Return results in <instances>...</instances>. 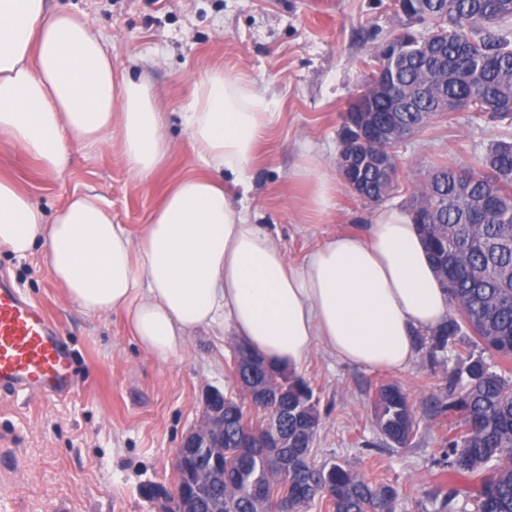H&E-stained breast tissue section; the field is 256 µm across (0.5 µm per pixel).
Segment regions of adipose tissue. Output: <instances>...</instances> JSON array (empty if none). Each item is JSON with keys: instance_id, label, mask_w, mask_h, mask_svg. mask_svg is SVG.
I'll use <instances>...</instances> for the list:
<instances>
[{"instance_id": "ef3b65f1", "label": "adipose tissue", "mask_w": 512, "mask_h": 512, "mask_svg": "<svg viewBox=\"0 0 512 512\" xmlns=\"http://www.w3.org/2000/svg\"><path fill=\"white\" fill-rule=\"evenodd\" d=\"M183 119L204 172L179 178L139 235L114 223L99 197L76 194L49 212L0 178V251L42 250L68 302L91 316L123 314L163 363L221 325L280 366L320 343L354 366L406 369L417 336L451 310L410 214L384 208L364 234L329 237L293 264L247 204L274 120L268 103L246 78L214 71L196 83ZM112 139L141 182L173 151L157 97L118 78L86 17L45 0H0V142L58 174L69 144Z\"/></svg>"}]
</instances>
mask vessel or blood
Here are the masks:
<instances>
[{
  "instance_id": "b4317fda",
  "label": "vessel or blood",
  "mask_w": 512,
  "mask_h": 512,
  "mask_svg": "<svg viewBox=\"0 0 512 512\" xmlns=\"http://www.w3.org/2000/svg\"><path fill=\"white\" fill-rule=\"evenodd\" d=\"M77 387L73 353L41 309L0 279V393L64 397Z\"/></svg>"
}]
</instances>
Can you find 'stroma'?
Here are the masks:
<instances>
[{
	"mask_svg": "<svg viewBox=\"0 0 512 512\" xmlns=\"http://www.w3.org/2000/svg\"><path fill=\"white\" fill-rule=\"evenodd\" d=\"M87 16L116 73L151 87L165 104L174 151L148 181L128 173L118 143L74 144L56 175L19 147L0 144V177L19 182L45 209L76 193L100 196L131 235L197 161L181 113L195 82L215 70L243 76L276 106L277 119L253 171L251 212L289 261L301 263L323 239L365 232L375 204L337 186L328 214L306 210L308 182L298 166L315 157L336 175L341 115L361 90L370 48L407 26L392 0H47ZM506 131L505 123L459 111L439 116L400 144L399 185L388 203L408 209L413 185L441 165H473ZM0 274L48 316L73 350L80 385L65 398L21 392L0 397V512H154L147 483L173 484L182 435L200 417L205 392L228 390L231 339L213 326L192 336L169 362L143 351L122 315L91 317L68 303L42 251L0 253ZM294 374L309 382L321 418L315 460L340 463L398 493L396 512H436L427 496L455 420L426 409L445 397L441 370L418 347L402 372L370 371L316 347ZM400 385L419 404L420 424L399 448L373 424L372 393Z\"/></svg>",
	"mask_w": 512,
	"mask_h": 512,
	"instance_id": "obj_1",
	"label": "stroma"
}]
</instances>
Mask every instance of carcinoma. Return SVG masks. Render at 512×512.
Wrapping results in <instances>:
<instances>
[{
  "label": "carcinoma",
  "mask_w": 512,
  "mask_h": 512,
  "mask_svg": "<svg viewBox=\"0 0 512 512\" xmlns=\"http://www.w3.org/2000/svg\"><path fill=\"white\" fill-rule=\"evenodd\" d=\"M438 5L421 15L429 29L447 10L448 37L431 54L409 29L395 39L411 47L400 83L415 87L402 113L410 130L463 101L476 115L512 123V0H427ZM432 223L419 225L434 267L458 317L433 331L425 345L430 362L448 378L450 400L437 413L455 414L460 431L443 448L445 467L435 496L448 512H512V377L487 364L490 351L512 364V139L494 143L470 167L442 166L431 172L416 196L430 203ZM456 364L447 368L448 351ZM266 383L285 393L253 398L263 416L253 424L240 392L255 386L247 366L234 363L238 392L224 400V512H306L317 498L328 512H394L397 491L376 484L339 463L315 465L320 418L310 385L267 362ZM378 431L403 447L418 420L404 390L383 383L374 392Z\"/></svg>",
  "instance_id": "carcinoma-1"
}]
</instances>
